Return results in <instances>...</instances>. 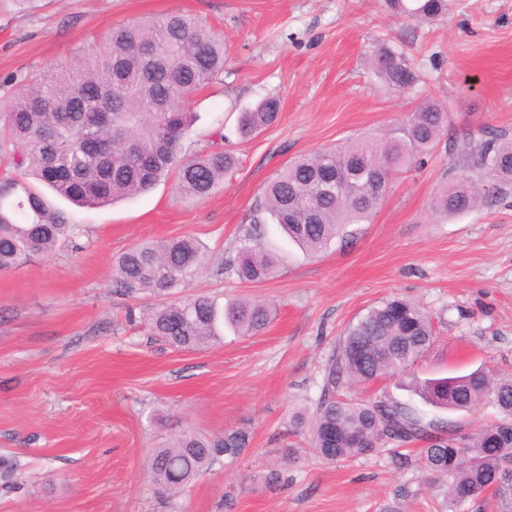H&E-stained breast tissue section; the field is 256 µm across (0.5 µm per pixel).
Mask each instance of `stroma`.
Instances as JSON below:
<instances>
[{"mask_svg": "<svg viewBox=\"0 0 512 512\" xmlns=\"http://www.w3.org/2000/svg\"><path fill=\"white\" fill-rule=\"evenodd\" d=\"M180 12L206 19L226 47L224 70L191 99L187 153L218 146L236 169L203 199L174 179L87 210L52 197L78 228L72 242L0 272V512H490L483 499L450 507L445 478L413 445L327 463L308 425L323 366L369 306L405 296L432 316L439 340L408 374L368 387L427 418L468 428L495 411L426 405L413 380L481 365L512 374V193L452 218L436 213L451 180L447 142L397 174L373 219L311 255L265 225L278 275L244 283L221 271L236 255L264 183L295 157L361 135H400L426 100L449 112L448 134L512 137V0H448L432 22L387 0H0V78L24 81L71 62L112 29ZM403 54L413 86L389 88L369 65L378 45ZM277 97L278 121L241 139L238 116ZM192 236L204 264L189 292L218 304L274 302L253 337L177 351L150 335L156 300L114 294L119 254L142 241ZM244 427L246 454L215 463L171 495L146 475L155 449L187 430ZM278 471L274 485L264 481Z\"/></svg>", "mask_w": 512, "mask_h": 512, "instance_id": "1", "label": "stroma"}]
</instances>
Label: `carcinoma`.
I'll return each instance as SVG.
<instances>
[{
  "label": "carcinoma",
  "mask_w": 512,
  "mask_h": 512,
  "mask_svg": "<svg viewBox=\"0 0 512 512\" xmlns=\"http://www.w3.org/2000/svg\"><path fill=\"white\" fill-rule=\"evenodd\" d=\"M389 3L418 21L436 20L448 9V0ZM370 64L395 90L415 81L403 55L388 48L379 49ZM223 69L224 42L202 20L171 13L114 32L76 54L72 65L16 88L0 113V157L11 167L0 178V271L47 255L76 235L35 180L89 209L144 194L169 176L185 196H209L235 169L236 158L222 149L188 155L183 143L192 126L189 97ZM279 112L277 98L261 99L241 113L240 135L249 138L274 124ZM447 126V108L428 100L411 114L401 136L348 140L294 158L264 184L251 230L227 270L249 283L276 275V256L257 243L263 224L278 225L300 248L318 253L348 225L370 221L385 193L368 192L367 183L379 176L390 184L437 146ZM450 151L459 174L436 199L441 215L464 214L512 188V138L497 134L478 145L456 139ZM483 174L497 181V192L477 190ZM202 261L193 237L136 244L117 258L113 288L135 297L181 294ZM272 320L273 308L264 302L224 308L204 295L162 302L147 312L150 334L177 350L213 345L226 326L254 336ZM437 341L430 315L408 299H386L358 315L325 364L310 422L311 450L335 463L378 452L383 434L398 446L423 441L424 469L448 479L452 505L486 496L494 512H512V375L481 368L416 386L433 407L469 412L487 403L496 409L491 423L470 431L428 420L388 397L357 401L343 395L347 387L409 371ZM251 442L246 429L214 436L187 431L154 452L147 472L161 489L179 493L215 463L236 462Z\"/></svg>",
  "instance_id": "1"
}]
</instances>
